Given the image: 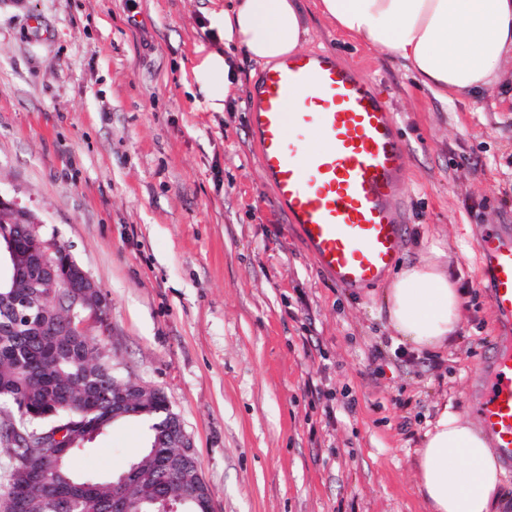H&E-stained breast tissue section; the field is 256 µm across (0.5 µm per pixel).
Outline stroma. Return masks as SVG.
Segmentation results:
<instances>
[{
	"label": "stroma",
	"instance_id": "obj_1",
	"mask_svg": "<svg viewBox=\"0 0 512 512\" xmlns=\"http://www.w3.org/2000/svg\"><path fill=\"white\" fill-rule=\"evenodd\" d=\"M224 0H0V195L65 244L110 302L101 343L167 397L213 512H428L414 460L444 405L471 414L508 332L478 241L512 225V98L442 100L319 15L330 52L388 102L405 144L402 260L440 242L457 335L418 352L374 284L332 283L278 203L249 121L263 68L237 54L224 109L195 79ZM353 410H344L346 399ZM147 422L94 438L81 472L141 459Z\"/></svg>",
	"mask_w": 512,
	"mask_h": 512
}]
</instances>
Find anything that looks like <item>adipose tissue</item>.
Wrapping results in <instances>:
<instances>
[{
  "label": "adipose tissue",
  "mask_w": 512,
  "mask_h": 512,
  "mask_svg": "<svg viewBox=\"0 0 512 512\" xmlns=\"http://www.w3.org/2000/svg\"><path fill=\"white\" fill-rule=\"evenodd\" d=\"M313 6L349 37L402 61L442 99L494 87L512 60V0H314ZM218 23L224 49L197 67L216 112L234 80L229 52L275 67L310 34L303 0H229ZM382 300L391 326L415 350L440 349L459 330L458 285L432 258L400 268ZM415 471L430 512H498L500 460L487 434L459 414L441 412L425 432Z\"/></svg>",
  "instance_id": "ef3b65f1"
}]
</instances>
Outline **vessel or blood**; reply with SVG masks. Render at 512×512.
Returning <instances> with one entry per match:
<instances>
[{"mask_svg":"<svg viewBox=\"0 0 512 512\" xmlns=\"http://www.w3.org/2000/svg\"><path fill=\"white\" fill-rule=\"evenodd\" d=\"M291 99L302 111H286ZM250 116L263 173L317 265L344 288L379 282L401 256L405 222V148L387 101L335 55L303 53L261 74ZM478 245L494 307L511 324L512 226ZM485 366L473 411L512 467V351L497 350Z\"/></svg>","mask_w":512,"mask_h":512,"instance_id":"b4317fda","label":"vessel or blood"}]
</instances>
